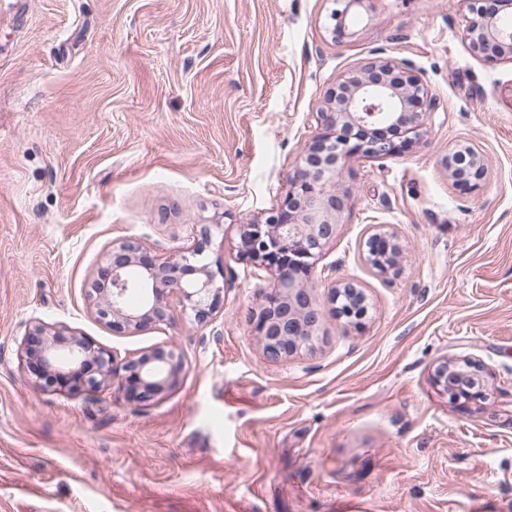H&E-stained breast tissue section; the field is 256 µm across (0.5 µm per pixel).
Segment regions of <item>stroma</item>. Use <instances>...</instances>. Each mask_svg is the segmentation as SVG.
<instances>
[{"label": "stroma", "instance_id": "stroma-1", "mask_svg": "<svg viewBox=\"0 0 512 512\" xmlns=\"http://www.w3.org/2000/svg\"><path fill=\"white\" fill-rule=\"evenodd\" d=\"M332 0H10L0 10V512H512V62L476 58L467 0H363L334 42ZM407 59L439 105L401 155L350 158L349 208L318 260L369 313L325 312L313 348L266 360L254 324L270 273L237 227L284 193L343 72ZM488 174L455 189L449 148ZM223 215L212 324L118 334L87 283L114 241L167 251ZM404 247L374 274L372 227ZM132 354L171 341L188 370L141 407L118 387H36L30 321ZM476 359L488 400L452 408L432 381ZM452 184L460 189L472 191L479 187L487 173L484 154L472 145L459 144L448 150L442 159Z\"/></svg>", "mask_w": 512, "mask_h": 512}]
</instances>
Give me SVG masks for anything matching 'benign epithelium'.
Returning <instances> with one entry per match:
<instances>
[{"instance_id": "benign-epithelium-1", "label": "benign epithelium", "mask_w": 512, "mask_h": 512, "mask_svg": "<svg viewBox=\"0 0 512 512\" xmlns=\"http://www.w3.org/2000/svg\"><path fill=\"white\" fill-rule=\"evenodd\" d=\"M333 2L343 5L331 13L332 37L341 43L348 36L349 10L362 0ZM508 8L512 0H470L463 39L474 56L512 61V28L503 26ZM437 106L421 72L406 59L373 58L337 76L326 91L317 113L322 132L301 151L285 194L265 220L238 225L240 255L274 275L254 326L267 360L288 358L317 340L323 307L309 280L349 208L348 193L339 187L346 160L405 152ZM442 165L460 190L477 189L487 173L484 154L472 145L449 149ZM221 227L218 217L194 224L186 243L169 252L136 239L113 242L87 288L98 320L118 333L168 325L177 310L191 312L200 325L213 322L224 303V287L217 284L224 266L212 269L207 256ZM365 246V263L377 275L394 278L401 273L403 248L397 233L378 229ZM132 293L141 296L140 304L127 303ZM328 300L337 316L355 326L363 324L368 307L354 283H332ZM18 353L23 368L43 390L77 395L116 384L140 406L175 390L186 369L183 352L172 342L120 359L65 325L41 320L26 328ZM433 382L454 408L467 409L489 398V374L476 360L443 361L434 370Z\"/></svg>"}]
</instances>
